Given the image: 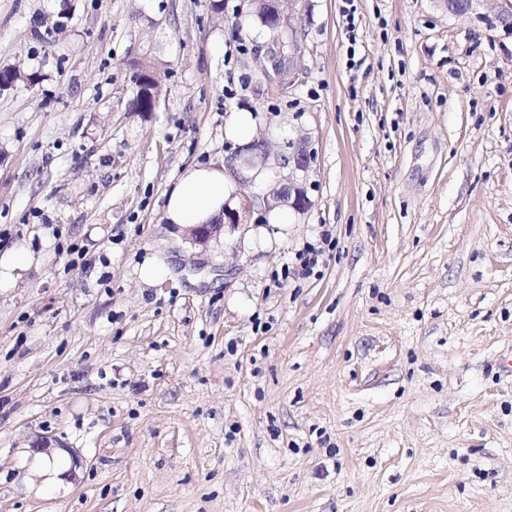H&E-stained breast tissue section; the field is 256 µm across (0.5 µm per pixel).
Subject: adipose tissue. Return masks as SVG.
<instances>
[{
	"label": "adipose tissue",
	"instance_id": "ef3b65f1",
	"mask_svg": "<svg viewBox=\"0 0 512 512\" xmlns=\"http://www.w3.org/2000/svg\"><path fill=\"white\" fill-rule=\"evenodd\" d=\"M236 182L225 166L186 169L168 196L165 218L182 226L206 224L220 217L235 193Z\"/></svg>",
	"mask_w": 512,
	"mask_h": 512
}]
</instances>
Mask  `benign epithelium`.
Wrapping results in <instances>:
<instances>
[{"label": "benign epithelium", "instance_id": "7a95c632", "mask_svg": "<svg viewBox=\"0 0 512 512\" xmlns=\"http://www.w3.org/2000/svg\"><path fill=\"white\" fill-rule=\"evenodd\" d=\"M480 0H443L450 13L465 15L475 11ZM298 0H273V6L279 13L284 28L292 35L296 34L294 21L297 15ZM305 49L303 42H283L279 38L272 39L268 55L270 68L263 69L265 79L274 81L279 86H290L296 82L304 69ZM135 95L144 99L158 101L161 86L157 77L148 70H140L133 74ZM311 157L303 152L288 155L273 154L264 139L255 137L245 146H235L228 150L224 164L234 177L242 182H253L258 174L268 172L274 177L272 187L265 193L245 199L240 208H224V218L212 224H196L185 228L187 239L195 246L204 247L215 236L221 233L225 225L237 227L248 223L256 211L269 212L274 208L288 206L293 210L302 211L299 202L298 177L308 171Z\"/></svg>", "mask_w": 512, "mask_h": 512}]
</instances>
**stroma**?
I'll return each instance as SVG.
<instances>
[{
	"label": "stroma",
	"instance_id": "obj_1",
	"mask_svg": "<svg viewBox=\"0 0 512 512\" xmlns=\"http://www.w3.org/2000/svg\"><path fill=\"white\" fill-rule=\"evenodd\" d=\"M355 5L282 90L249 0H0V512H512V27ZM242 111L309 207L202 248L168 193ZM132 81L135 86V96L140 98H152L154 104H157L161 86L157 77L148 70H140L133 74Z\"/></svg>",
	"mask_w": 512,
	"mask_h": 512
}]
</instances>
